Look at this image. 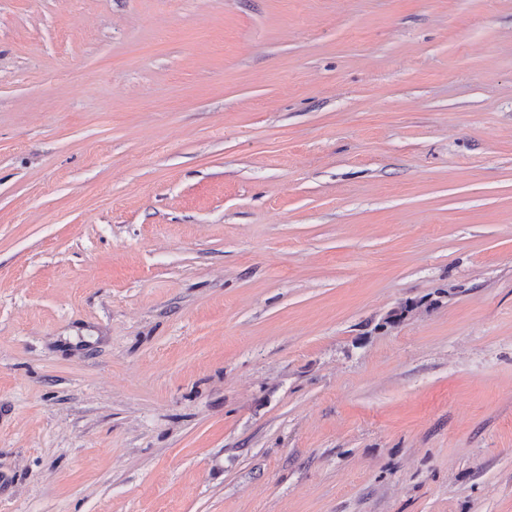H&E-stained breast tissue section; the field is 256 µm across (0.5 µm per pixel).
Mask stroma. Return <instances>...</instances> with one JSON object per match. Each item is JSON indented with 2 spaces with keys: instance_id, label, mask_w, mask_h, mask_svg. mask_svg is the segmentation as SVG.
Wrapping results in <instances>:
<instances>
[{
  "instance_id": "obj_1",
  "label": "stroma",
  "mask_w": 512,
  "mask_h": 512,
  "mask_svg": "<svg viewBox=\"0 0 512 512\" xmlns=\"http://www.w3.org/2000/svg\"><path fill=\"white\" fill-rule=\"evenodd\" d=\"M0 512H512V0H0Z\"/></svg>"
}]
</instances>
